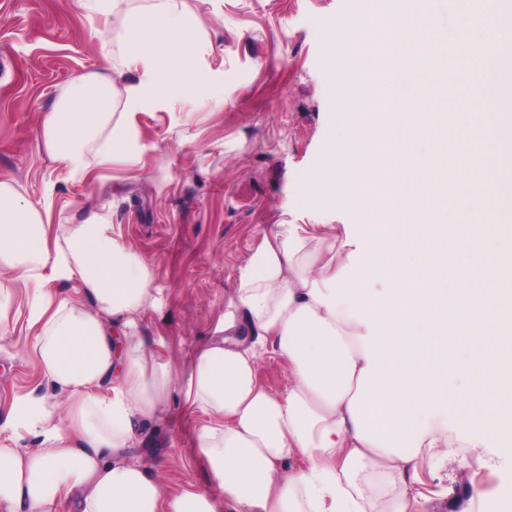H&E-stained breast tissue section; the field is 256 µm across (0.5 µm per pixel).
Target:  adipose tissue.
Wrapping results in <instances>:
<instances>
[{
    "instance_id": "obj_1",
    "label": "adipose tissue",
    "mask_w": 512,
    "mask_h": 512,
    "mask_svg": "<svg viewBox=\"0 0 512 512\" xmlns=\"http://www.w3.org/2000/svg\"><path fill=\"white\" fill-rule=\"evenodd\" d=\"M388 5L384 20L361 12L354 28L331 32L350 49L330 61L345 77L353 136L330 152L319 184L326 200L353 205L357 223L269 225L180 374L147 341L152 265L114 235L109 213L50 233L20 186L0 182V319L26 297V330L56 393L11 406L8 428L37 445L0 440V512H419L425 477H469L468 449L512 427V119L485 111L499 87L479 59L468 119L364 109L389 60L367 47L378 26L395 48L427 26L424 0ZM462 13L512 59L498 0H465ZM196 28L178 0L124 18L122 44L146 81L121 90L114 77L81 74L43 120L67 179L90 181L126 155L128 108L143 96L202 92ZM421 139L431 153L418 151ZM447 158L460 169L452 182ZM452 200L456 221H437ZM68 281L80 298L54 292ZM252 336L287 361L285 392L259 383ZM461 375L468 384L456 385ZM174 388L201 421L197 447L220 497L165 490L131 457L138 423L161 418Z\"/></svg>"
}]
</instances>
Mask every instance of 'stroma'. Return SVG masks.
Returning a JSON list of instances; mask_svg holds the SVG:
<instances>
[{
  "mask_svg": "<svg viewBox=\"0 0 512 512\" xmlns=\"http://www.w3.org/2000/svg\"><path fill=\"white\" fill-rule=\"evenodd\" d=\"M150 3L120 0L102 14L88 0H0V181L48 206L53 225L110 212L115 231L153 266L148 333L177 373L210 335L265 226L356 221L352 206L324 205L315 185L344 133L343 77L330 64L329 33L352 22L356 0H182L202 21L194 66L208 95L177 90L137 107L128 157L95 169V186L68 180L44 145L41 117L75 74L113 67L128 82L143 78V65L121 47L118 22ZM460 8L459 0L430 4L427 34L448 46V83L429 90L440 112L469 111L460 92L466 60L486 50L478 27L459 50ZM24 322L16 307L0 320V424L16 397L45 390ZM164 416L162 426L141 425V461L167 489L216 492L178 394ZM480 454L495 469L476 461L473 483L441 481L426 512H512V430Z\"/></svg>",
  "mask_w": 512,
  "mask_h": 512,
  "instance_id": "stroma-1",
  "label": "stroma"
}]
</instances>
